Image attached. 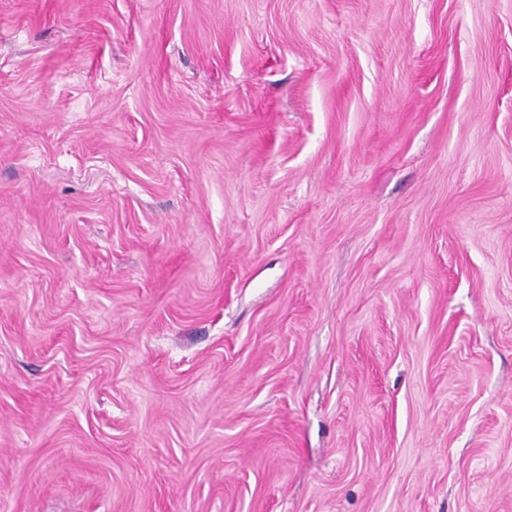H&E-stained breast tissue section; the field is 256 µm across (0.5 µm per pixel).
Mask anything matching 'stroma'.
<instances>
[{
    "label": "stroma",
    "instance_id": "1",
    "mask_svg": "<svg viewBox=\"0 0 512 512\" xmlns=\"http://www.w3.org/2000/svg\"><path fill=\"white\" fill-rule=\"evenodd\" d=\"M0 512H512V0H0Z\"/></svg>",
    "mask_w": 512,
    "mask_h": 512
}]
</instances>
